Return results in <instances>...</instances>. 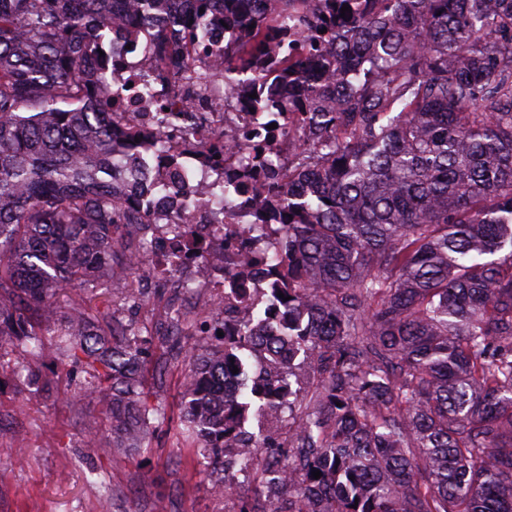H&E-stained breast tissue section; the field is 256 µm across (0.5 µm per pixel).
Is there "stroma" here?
<instances>
[{
	"label": "stroma",
	"instance_id": "1",
	"mask_svg": "<svg viewBox=\"0 0 512 512\" xmlns=\"http://www.w3.org/2000/svg\"><path fill=\"white\" fill-rule=\"evenodd\" d=\"M186 370L180 358L162 371L146 366L151 403L177 409ZM39 371L49 388L32 400L11 366L0 368V512H239L250 501L246 485L230 499L213 494L193 448L163 427L144 453L85 458L89 434H110L105 405L82 395L78 367L49 356ZM22 442L28 450L19 456Z\"/></svg>",
	"mask_w": 512,
	"mask_h": 512
}]
</instances>
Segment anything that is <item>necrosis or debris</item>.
Wrapping results in <instances>:
<instances>
[{
  "label": "necrosis or debris",
  "instance_id": "obj_1",
  "mask_svg": "<svg viewBox=\"0 0 512 512\" xmlns=\"http://www.w3.org/2000/svg\"><path fill=\"white\" fill-rule=\"evenodd\" d=\"M193 12L191 0H181L164 25L181 57L179 65L162 63L153 53V28L134 27L117 20L104 33L112 57L107 68L90 66V78L97 82L104 99L114 100L135 123L148 130H161L159 153L149 154L145 164L161 174L164 192L142 190L139 208L153 223L148 238L150 271L147 283L166 287L190 269L202 271L191 309L180 312L186 323L207 321L214 301H221L222 322L239 324V304L224 290V281L241 263H248L250 238L247 225L232 220V213L262 198L261 182L240 190L236 159L247 144H259L276 172L288 171V133L284 127L270 128L267 115L250 111L239 98L231 96L217 72L224 66V47L240 40L238 28L220 24L210 28L208 54H196L189 46L184 24ZM224 145V164L211 167L202 162L203 153ZM201 198L202 206L188 210L186 195ZM189 226L204 243L205 252L181 263L169 254L170 227Z\"/></svg>",
  "mask_w": 512,
  "mask_h": 512
}]
</instances>
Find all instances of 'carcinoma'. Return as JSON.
Wrapping results in <instances>:
<instances>
[{
    "label": "carcinoma",
    "mask_w": 512,
    "mask_h": 512,
    "mask_svg": "<svg viewBox=\"0 0 512 512\" xmlns=\"http://www.w3.org/2000/svg\"><path fill=\"white\" fill-rule=\"evenodd\" d=\"M279 2L321 52L288 58V28L245 0L192 16L204 51L221 21L244 33L226 85L302 119L295 172L245 215L267 280L252 291L238 273L236 332L215 318L185 335L174 417L143 391L164 346L95 281L133 271L129 236L151 219L124 206L144 178L131 144L157 139L105 122L85 63L110 62L104 25L155 22L175 0H0V359L26 356L38 396L34 360L80 365L112 422L87 455L148 448L165 424L217 474L213 493L238 472L267 498L239 512H512V0ZM260 64L301 93L249 97ZM241 166L249 179L267 159ZM230 359L236 394L218 404ZM267 416L288 420L289 454L250 430Z\"/></svg>",
    "instance_id": "1"
}]
</instances>
